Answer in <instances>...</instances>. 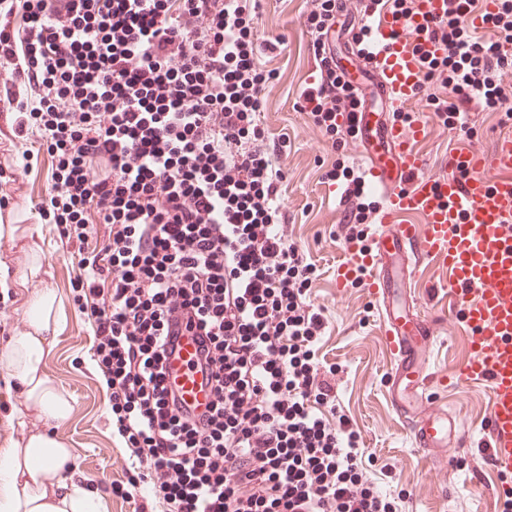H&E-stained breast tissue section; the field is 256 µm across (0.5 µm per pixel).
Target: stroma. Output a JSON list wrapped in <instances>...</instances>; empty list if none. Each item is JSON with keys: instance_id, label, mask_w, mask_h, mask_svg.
Masks as SVG:
<instances>
[{"instance_id": "obj_1", "label": "stroma", "mask_w": 512, "mask_h": 512, "mask_svg": "<svg viewBox=\"0 0 512 512\" xmlns=\"http://www.w3.org/2000/svg\"><path fill=\"white\" fill-rule=\"evenodd\" d=\"M250 8L261 44V66L273 74L262 90L258 125L265 138L280 147L272 159L278 200L295 226L300 254L315 266L307 299L325 322L319 360L342 376L338 400L359 435L364 469L396 499L413 501L418 512H512V499L496 494L498 485L512 484V474L494 471L481 446L492 406L483 384L429 390L431 402L460 414L469 435L468 442L453 449L446 466L427 461L412 447L393 412L388 398L393 356L377 307L362 282L343 289L336 285L344 245L325 186L333 181L340 188H351L353 178L362 173V157L352 135L328 134L305 109L303 95L320 77L310 49L313 34L306 22L311 6L308 0H252ZM440 91L439 82L429 81L424 95L398 115L399 120L424 125L415 147L428 167L474 147L490 151L507 122L505 110L474 101L469 105L467 128L448 126L435 116L428 101L429 95ZM29 96L25 82L0 84V98L7 101L0 111V174L11 180L10 194L0 202V225H20L17 249L40 259L34 283L0 291V309L10 315L9 320H0V350L15 335L13 319L25 317L33 288L55 292L59 328L45 369L69 397L71 410L49 425L30 419L15 379L0 365V448L20 445L33 432L53 433L72 448L88 486L106 495L108 512H136L137 502L112 493L113 482L124 477L123 468L116 464L124 450L112 433L110 392L91 358L93 325L74 301L70 282L74 248L61 225L46 223L39 216L38 207L48 198L53 181L42 138L20 128L17 119L15 101ZM447 279V269L436 260H427L418 269L410 290L423 310L452 307L451 295L442 288ZM449 329L450 336L430 348L424 371L456 373L472 358L471 330L465 318H457Z\"/></svg>"}]
</instances>
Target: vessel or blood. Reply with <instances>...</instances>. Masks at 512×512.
Returning <instances> with one entry per match:
<instances>
[{
	"label": "vessel or blood",
	"instance_id": "obj_1",
	"mask_svg": "<svg viewBox=\"0 0 512 512\" xmlns=\"http://www.w3.org/2000/svg\"><path fill=\"white\" fill-rule=\"evenodd\" d=\"M444 0H417L409 20L379 11L372 24L371 53L364 59L392 111L419 98L426 73L422 56L440 55L424 25L440 17ZM360 143L365 179L383 196L379 228L370 247L344 244L346 260L336 271L339 287L358 278L378 305L393 353L392 407L409 432L413 447L435 461L448 457V445L464 436L463 422L447 409L422 404L435 380L421 375V354L447 335L450 319L465 313L474 356L456 380L486 382L493 402L483 441L491 466L512 472V179H487L488 169H512V127L502 131L490 154L475 149L448 156L437 171L427 169L412 143L421 127L398 120L379 121L375 113L337 115ZM421 214L424 225L403 224L400 214ZM436 257L449 271L448 290L456 305L445 313L420 310L403 289L422 261ZM192 341L179 345L170 360L171 383L187 405L200 399V380L188 363Z\"/></svg>",
	"mask_w": 512,
	"mask_h": 512
}]
</instances>
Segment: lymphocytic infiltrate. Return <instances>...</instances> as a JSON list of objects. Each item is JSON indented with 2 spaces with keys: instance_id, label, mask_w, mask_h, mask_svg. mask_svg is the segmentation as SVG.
I'll list each match as a JSON object with an SVG mask.
<instances>
[{
  "instance_id": "1",
  "label": "lymphocytic infiltrate",
  "mask_w": 512,
  "mask_h": 512,
  "mask_svg": "<svg viewBox=\"0 0 512 512\" xmlns=\"http://www.w3.org/2000/svg\"><path fill=\"white\" fill-rule=\"evenodd\" d=\"M22 41L0 29V81L26 77L22 124L43 134L53 194L42 218L69 225L76 300L94 325L112 431L137 465L114 494L147 491L164 512H398L362 466L358 434L320 371L324 322L313 272L281 222L269 148L252 143L266 76L247 0H18ZM478 0H446L428 25L442 60L436 112L497 107L512 68V0L485 34ZM317 125L358 100L328 60ZM106 159L107 175L93 174ZM103 230L99 247L89 233ZM199 339L201 417L167 382L171 319Z\"/></svg>"
}]
</instances>
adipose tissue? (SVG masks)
<instances>
[{"instance_id": "ef3b65f1", "label": "adipose tissue", "mask_w": 512, "mask_h": 512, "mask_svg": "<svg viewBox=\"0 0 512 512\" xmlns=\"http://www.w3.org/2000/svg\"><path fill=\"white\" fill-rule=\"evenodd\" d=\"M56 308L55 294L35 290L27 309L29 332L0 352L26 405L38 408L48 421L64 418L70 409L68 397L45 369ZM73 463L62 440L42 433L29 435L23 447L0 448V512H107L102 497L65 475V467Z\"/></svg>"}]
</instances>
